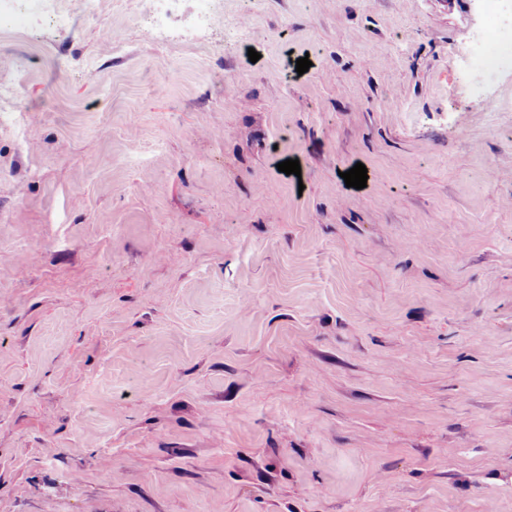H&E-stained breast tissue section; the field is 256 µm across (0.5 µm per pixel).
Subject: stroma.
<instances>
[{
	"label": "stroma",
	"instance_id": "stroma-1",
	"mask_svg": "<svg viewBox=\"0 0 512 512\" xmlns=\"http://www.w3.org/2000/svg\"><path fill=\"white\" fill-rule=\"evenodd\" d=\"M221 7L0 32V512H512L480 0ZM218 19L219 16L216 13L212 12L210 9L205 8L201 10L197 16L195 24L185 32L184 37L196 43L203 44L204 33Z\"/></svg>",
	"mask_w": 512,
	"mask_h": 512
}]
</instances>
